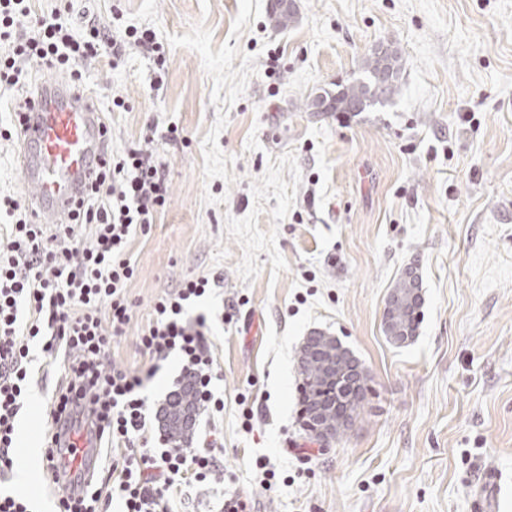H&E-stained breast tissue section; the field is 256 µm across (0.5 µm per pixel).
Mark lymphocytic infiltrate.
<instances>
[{"label": "lymphocytic infiltrate", "mask_w": 512, "mask_h": 512, "mask_svg": "<svg viewBox=\"0 0 512 512\" xmlns=\"http://www.w3.org/2000/svg\"><path fill=\"white\" fill-rule=\"evenodd\" d=\"M130 45L149 55L161 50L154 31L114 32L89 14L75 15L74 0L37 17L30 0H0V89L28 85L37 67L82 81L85 70L105 57L120 60ZM168 201V167L149 149L110 157L72 223L54 233L30 223L18 199L0 200V211L12 219L0 248V484L18 464L16 428L28 397L34 342L41 345L45 366L60 361L65 369V381L48 405L45 457L54 459L69 430L90 427L112 481L108 494L94 479L81 496L59 492L57 512H108L116 498L122 512H170L174 487L207 482L220 467L211 445L187 448L162 435L155 447L138 445L158 425L160 412L142 390L170 356L181 363L173 388L191 378L201 410H224L213 390L220 373L208 345L207 319L186 315L211 290L209 278L184 279L156 300L140 337L146 369L108 362L113 341L124 336L132 319L126 285L135 267L127 246L136 233L149 232ZM78 224L91 226L89 243L74 239Z\"/></svg>", "instance_id": "1"}]
</instances>
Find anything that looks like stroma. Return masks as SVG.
Segmentation results:
<instances>
[{"mask_svg": "<svg viewBox=\"0 0 512 512\" xmlns=\"http://www.w3.org/2000/svg\"><path fill=\"white\" fill-rule=\"evenodd\" d=\"M78 0L106 27L149 28L139 49L84 80L107 110L112 150L151 145L169 164V203L127 247L135 275L110 364L140 369L158 295L218 278L194 304L211 327L222 413H201L222 471L178 487L174 512H219L240 489L254 512H480L484 471L512 512V0ZM402 57L391 102L341 117L307 101L360 77L378 44ZM126 106L112 109L113 98ZM181 136L167 138L169 126ZM415 268L414 341L383 331L387 298ZM335 336L364 367L355 425L330 443L299 419V349ZM19 465L39 512L46 405L64 380L31 345ZM279 473L261 484L259 459Z\"/></svg>", "mask_w": 512, "mask_h": 512, "instance_id": "35a3bbf8", "label": "stroma"}]
</instances>
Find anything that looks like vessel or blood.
I'll use <instances>...</instances> for the list:
<instances>
[{"mask_svg":"<svg viewBox=\"0 0 512 512\" xmlns=\"http://www.w3.org/2000/svg\"><path fill=\"white\" fill-rule=\"evenodd\" d=\"M110 125L93 95L64 81L31 97L20 115L18 172L31 223H70L105 160Z\"/></svg>","mask_w":512,"mask_h":512,"instance_id":"b4317fda","label":"vessel or blood"}]
</instances>
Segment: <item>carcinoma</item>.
Instances as JSON below:
<instances>
[{"mask_svg":"<svg viewBox=\"0 0 512 512\" xmlns=\"http://www.w3.org/2000/svg\"><path fill=\"white\" fill-rule=\"evenodd\" d=\"M364 77L336 85V92H324L308 102L312 112L320 111L319 101L327 102V112H365L369 108L389 102L399 92L400 60L397 54L381 47L366 58ZM418 277H401L394 291L407 300L405 307L392 316L391 327L385 328L387 336L407 335L414 339L420 324L422 296L413 294ZM341 342L321 331H314L304 340L302 355L298 358L302 377L300 403L305 407L304 426L314 431L324 422L340 434L346 430L343 422L354 423L364 399L365 378L356 371L359 361L348 357L337 371L323 375V363L330 358V351ZM174 411L166 431L170 441L185 440L190 431L189 422L182 418L186 411H198V404L190 387L173 397Z\"/></svg>","mask_w":512,"mask_h":512,"instance_id":"carcinoma-1","label":"carcinoma"}]
</instances>
